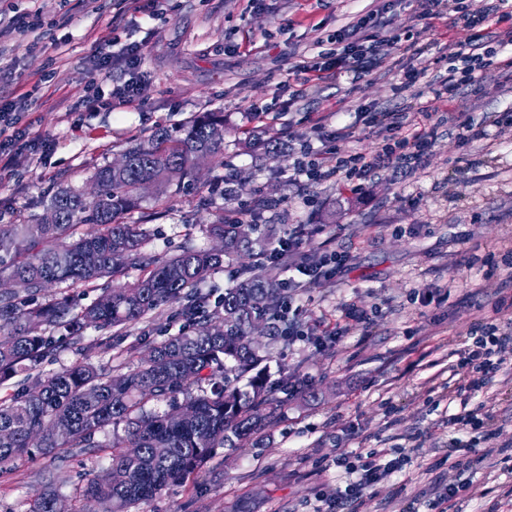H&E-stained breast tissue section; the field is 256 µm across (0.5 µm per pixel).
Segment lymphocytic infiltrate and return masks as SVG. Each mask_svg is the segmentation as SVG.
Wrapping results in <instances>:
<instances>
[{
  "mask_svg": "<svg viewBox=\"0 0 512 512\" xmlns=\"http://www.w3.org/2000/svg\"><path fill=\"white\" fill-rule=\"evenodd\" d=\"M391 2L382 0L377 9L355 23L344 26L336 35L337 42L342 45L340 52L324 53L322 61L313 64L305 61L295 64L293 70L300 76L302 84L307 85L330 76H345L356 82L395 53L422 55V48L412 43H402L400 36L381 37V30L389 23L387 15ZM506 2L421 0L419 19L441 21L449 29L460 26L472 33L468 41L449 42L452 64L441 86L433 89L430 106L414 118L398 110H367L368 124L384 132L372 157L342 153L337 143L347 139L348 133L339 129L331 134L332 140L336 142L335 147L302 165L300 175L312 183L333 178L340 182L346 192L357 194L368 181L384 176L386 172L408 173L421 166L440 126L445 125L457 131L459 137L467 142L484 135L489 126L498 128L503 134L511 133V112L491 113L486 116L483 126L479 127L474 125L465 104L459 100L461 88L467 87L471 92H478L479 72L492 64L500 48L512 45V29L500 32L495 41L485 39L486 29L502 20V8ZM144 55V43L124 45L111 32L101 36L93 56L94 70L118 65L123 67L127 78L109 93L104 92L96 80H89L83 95L86 105L98 106L108 94L119 99L139 97L144 91L140 73ZM305 242V227L297 225L288 236L289 264L304 275L305 287L317 288L331 283L346 266L348 255L333 252L323 257L312 256L305 252ZM511 354L512 335L503 331L497 320L483 323L475 330L472 343L464 346L460 352L456 395L471 397L481 392L506 364ZM409 462V456H392L386 448L372 451L368 460L348 466L347 472L352 479L345 488L321 495L322 506L318 512H346L348 506L362 502L366 490L394 473L404 471Z\"/></svg>",
  "mask_w": 512,
  "mask_h": 512,
  "instance_id": "f902f5d3",
  "label": "lymphocytic infiltrate"
}]
</instances>
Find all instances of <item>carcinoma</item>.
<instances>
[{"label": "carcinoma", "mask_w": 512, "mask_h": 512, "mask_svg": "<svg viewBox=\"0 0 512 512\" xmlns=\"http://www.w3.org/2000/svg\"><path fill=\"white\" fill-rule=\"evenodd\" d=\"M223 140L224 113L202 112L177 137L158 129L146 140L133 141L124 152L127 168L98 167L94 200L60 188L36 223L0 225V240L14 247L0 254V281H13L31 295L41 294L45 280L92 287L129 268L143 271L133 283L103 289L84 307L68 295L42 302L1 294L0 382L36 370L63 346L82 345L88 326L135 324L187 298L185 314L196 324L192 331L142 343L127 373L79 362L41 374L32 387L0 398V472L37 452L108 447L109 465L91 462L81 496L105 506V512H131L187 479L215 449L243 447L277 416L282 401L267 385L265 366L272 355L250 339L252 324L260 322L271 342L288 344L279 305L282 282L269 267L270 230L220 218L208 225V233L223 241L224 250L186 247L156 261L142 250L141 225L124 221L142 182L190 174L199 157L214 153ZM89 252L98 256L93 265L85 261ZM115 252L126 261L112 262ZM238 254L246 255L249 264L237 270L210 316L208 294L199 285ZM48 330L62 334L47 336ZM158 403L168 409L153 408ZM109 426L112 442L106 445L98 434ZM58 499L47 486L34 496L28 512H55Z\"/></svg>", "instance_id": "obj_1"}]
</instances>
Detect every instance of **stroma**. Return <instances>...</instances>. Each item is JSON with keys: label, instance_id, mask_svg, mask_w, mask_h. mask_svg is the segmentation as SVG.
Instances as JSON below:
<instances>
[{"label": "stroma", "instance_id": "35a3bbf8", "mask_svg": "<svg viewBox=\"0 0 512 512\" xmlns=\"http://www.w3.org/2000/svg\"><path fill=\"white\" fill-rule=\"evenodd\" d=\"M18 13L40 9L45 37L61 39L58 54L31 47L32 34L0 40V96L15 100L16 127H33L52 148L18 156L14 174L0 181V224H31L58 187L93 196L99 166L121 160L130 139L159 127L175 131L201 112L224 115V142L201 159L192 177L166 188L147 186L131 224L149 235L145 252L163 260L184 244L211 246L208 224L236 209L258 215L287 238L298 224L313 227L319 249L346 252L335 281L293 294L292 322L308 332L334 327L342 305L356 303L366 319L349 322L343 336L299 339L272 346L269 383L283 406L243 447L216 449L197 474L140 502L135 512H315L320 492L344 485L341 461L373 450L409 454L404 472L373 488L358 512H429L448 482L466 479V512H512V370L499 371L478 395L498 431L492 442L449 425L460 403L449 402L454 352L494 315L484 256L512 248V136L485 129L461 143L439 130L422 168L369 182L361 196L335 181H296L307 148L326 151L325 132L354 129L341 151L371 155L379 135L367 127L366 108L417 112L432 95L417 85L395 95L397 69L381 67L350 86L327 78L317 91L290 98L289 67L328 52L337 30L374 9V0H166L151 15L141 0H0ZM416 0H403L395 26H405L422 56L404 65L445 72L446 39L414 20ZM120 17L122 40L146 43L141 66L146 89L133 102L89 109L81 96L91 74L97 39ZM503 57L480 74L481 94L468 97L474 120L512 107V73ZM104 89L124 81L121 66L95 74ZM182 305L147 315L123 329L87 328L95 349L58 350L42 364L58 371L83 360L127 371L130 345L158 341L185 327ZM459 448L460 468L448 459ZM95 454L67 448L37 455L0 473V512H27L33 496L54 486L68 507Z\"/></svg>", "mask_w": 512, "mask_h": 512}]
</instances>
